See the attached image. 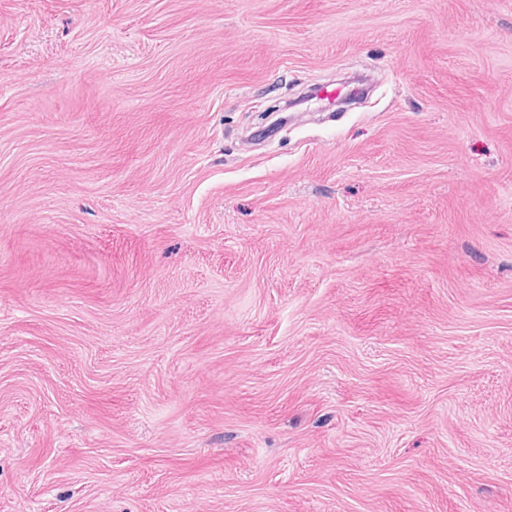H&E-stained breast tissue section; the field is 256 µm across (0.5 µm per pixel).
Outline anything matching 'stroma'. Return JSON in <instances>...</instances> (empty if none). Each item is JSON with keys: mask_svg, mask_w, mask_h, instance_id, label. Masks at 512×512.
Segmentation results:
<instances>
[{"mask_svg": "<svg viewBox=\"0 0 512 512\" xmlns=\"http://www.w3.org/2000/svg\"><path fill=\"white\" fill-rule=\"evenodd\" d=\"M0 512H512V0H0Z\"/></svg>", "mask_w": 512, "mask_h": 512, "instance_id": "35a3bbf8", "label": "stroma"}]
</instances>
